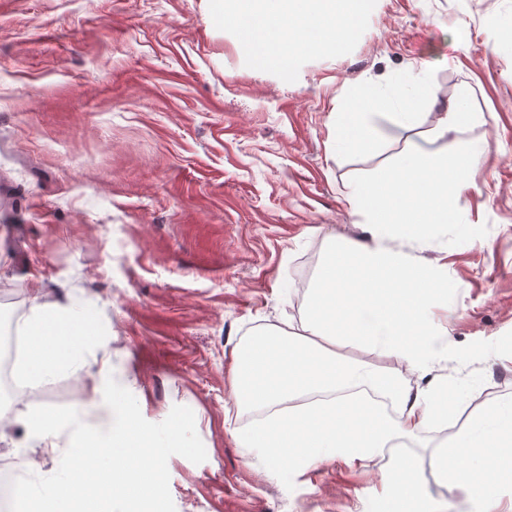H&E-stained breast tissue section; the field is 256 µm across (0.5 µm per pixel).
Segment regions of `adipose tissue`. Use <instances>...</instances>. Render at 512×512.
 Wrapping results in <instances>:
<instances>
[{
    "mask_svg": "<svg viewBox=\"0 0 512 512\" xmlns=\"http://www.w3.org/2000/svg\"><path fill=\"white\" fill-rule=\"evenodd\" d=\"M368 0H217L239 34L242 51L272 65L303 54L340 52L356 34ZM433 102L425 79L398 77L367 87L345 111L333 113L329 158L381 148V122L400 133L416 128L420 106ZM467 153L437 160L429 151L400 153L378 178L348 183L343 198L365 226L362 241L340 240L318 274L298 323L265 333L234 354L233 392L239 405L269 409L245 441L265 449L289 471L328 461L351 465L386 448L417 443L462 408L467 393L449 390L434 374L431 305L448 286L439 265L399 249L397 239L431 246L435 224H453L461 197L473 189ZM22 330L29 340L21 371L45 378L65 367V349L79 345L84 322L66 307L33 303ZM339 341H362L400 359L380 373L348 366L330 351ZM435 465L450 484L478 497L483 512H499L512 497V402L472 417L458 446ZM380 512H432L419 494V474L398 457L381 477Z\"/></svg>",
    "mask_w": 512,
    "mask_h": 512,
    "instance_id": "adipose-tissue-1",
    "label": "adipose tissue"
}]
</instances>
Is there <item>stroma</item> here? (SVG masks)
I'll list each match as a JSON object with an SVG mask.
<instances>
[{
	"label": "stroma",
	"instance_id": "obj_1",
	"mask_svg": "<svg viewBox=\"0 0 512 512\" xmlns=\"http://www.w3.org/2000/svg\"><path fill=\"white\" fill-rule=\"evenodd\" d=\"M402 74L442 103L467 93L481 121L430 143L427 107L406 138L382 124L378 153L328 159L332 112ZM456 140L481 149L462 223L395 246L444 262L437 369L478 381V415L512 398V0H373L342 53L283 76L244 60L210 0H0V317L36 301L87 317L83 362L0 401V512L9 481L53 474L68 441L43 447L17 410L83 407L107 427L110 375L149 422L195 415L207 459L169 458L176 512H379L384 455L290 473L243 441L257 418L232 354L299 319L335 236L361 237L345 183ZM457 438L428 432L408 458L431 503L481 512L433 464Z\"/></svg>",
	"mask_w": 512,
	"mask_h": 512
}]
</instances>
